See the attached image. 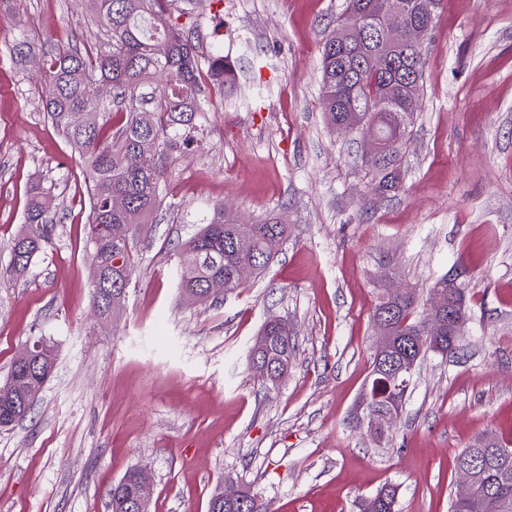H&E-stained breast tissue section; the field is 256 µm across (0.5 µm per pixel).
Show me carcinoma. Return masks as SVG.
I'll list each match as a JSON object with an SVG mask.
<instances>
[{"instance_id": "carcinoma-1", "label": "carcinoma", "mask_w": 512, "mask_h": 512, "mask_svg": "<svg viewBox=\"0 0 512 512\" xmlns=\"http://www.w3.org/2000/svg\"><path fill=\"white\" fill-rule=\"evenodd\" d=\"M173 0H89L94 19L101 25L105 51L60 48L47 34L42 53L41 100L51 126L78 154L88 195L86 247L103 270L102 288L128 286L135 270L132 250L134 230L127 228V212L142 220L161 205L160 186L165 174V151L174 140L186 147L194 142L200 118V99L205 86L201 64L191 37L171 13ZM395 0H348L346 11L336 18V28L322 46V98L331 126L360 123L365 132L379 138L381 150L362 161L363 171L379 195L397 193L402 187L401 159L407 144L412 113L408 99L419 97L423 69L422 45L403 38L392 28H376L359 43L352 28L385 15ZM36 50L25 37L14 40L11 53L24 59ZM377 53L385 60L379 70L368 69L367 57ZM208 72L221 82L233 76L222 55L208 60ZM112 85L116 110L105 111L97 95L98 85ZM121 197L125 208L115 206ZM56 195L52 188L37 186L25 207V224L14 239L10 267L25 274L42 252L55 225ZM288 235V225L275 217L254 223H234L215 204L204 227L181 249L178 288L204 295L206 283L224 280V291L241 287V271L260 274L274 259ZM246 237L251 248L241 252L238 239ZM432 288L449 292L457 310L466 312L465 288L448 289V276ZM419 296L412 291L400 300L380 298L373 318H383L393 337L392 349L383 357L373 352L372 369L392 371L402 362L427 352L443 356L464 347L463 332L448 335V325L438 329L418 312ZM261 351H251L250 361L268 363L273 369L290 364L295 353L290 330L266 324ZM38 358L24 370L9 374L21 400L11 408L0 407V427H8L30 413L34 401L27 398V384L47 379L55 364V351L43 338L36 340ZM393 408L391 396L371 397L367 412ZM457 464L465 465L474 486L472 497L453 498L449 512H512V451L486 448L477 438L463 449ZM133 483H117L109 492L110 512H129L127 502ZM396 489L388 486L360 505V512H396ZM224 512H269L248 491L242 501L224 506Z\"/></svg>"}]
</instances>
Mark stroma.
<instances>
[{"mask_svg": "<svg viewBox=\"0 0 512 512\" xmlns=\"http://www.w3.org/2000/svg\"><path fill=\"white\" fill-rule=\"evenodd\" d=\"M346 0H176L210 85L196 141L165 160L164 202L134 240L121 311L91 298L81 167L38 95L40 56L18 35L93 43L87 0L0 11V381L39 337L56 353L31 414L0 429V512H109L140 468L150 512H208L216 487L272 512H357L383 485L399 512H448L459 453L491 433L512 443V0H442L424 44L423 94L402 189L374 195L360 133L322 109L320 49ZM55 184L59 218L25 278L4 277L28 192ZM243 222L276 216L288 237L266 271L214 305L177 287L182 244L214 204ZM462 270L466 348L426 353L388 439L359 423L382 292ZM287 320L296 354L278 384L249 355L263 323ZM128 473L129 471L109 492L108 503H110L111 512H129V508L126 504L132 496L133 483L130 481L127 484H122L123 480L128 476Z\"/></svg>", "mask_w": 512, "mask_h": 512, "instance_id": "stroma-1", "label": "stroma"}]
</instances>
